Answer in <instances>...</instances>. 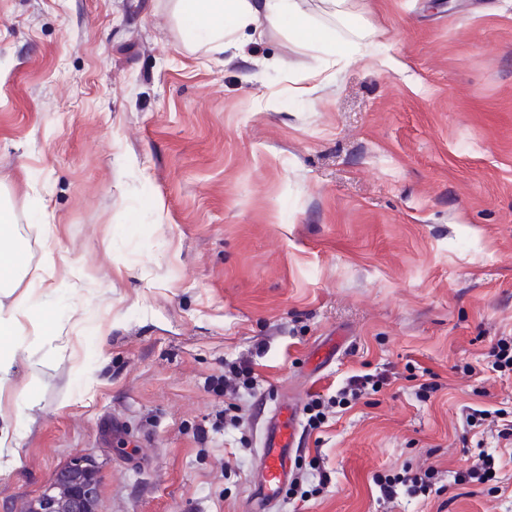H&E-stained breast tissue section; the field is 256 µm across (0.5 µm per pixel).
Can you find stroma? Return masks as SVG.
I'll list each match as a JSON object with an SVG mask.
<instances>
[{"mask_svg":"<svg viewBox=\"0 0 512 512\" xmlns=\"http://www.w3.org/2000/svg\"><path fill=\"white\" fill-rule=\"evenodd\" d=\"M298 4L332 49L259 16L213 54L174 0H0V203L44 326L0 383V512L81 455L98 512H248L262 419L364 374L276 512H512V443L463 419L512 414V0ZM359 28L385 52L335 55ZM482 449L495 479L455 483ZM342 336L345 335L338 333L336 334V338H332L330 341L321 344L312 351L309 360L315 369L321 368L322 365L336 357L344 343V337ZM383 381V378L377 377L376 379L369 376H352L349 378L346 386L341 390L342 397L338 404L348 405L352 403V401H358L362 394L364 393L365 388L372 382V387L380 384ZM383 383V382H382ZM349 396L350 398H347ZM434 474L425 472L423 476L421 474H405L404 476L395 477L394 479L385 477L377 479L376 484L379 486L381 496L384 499L391 500L396 494L397 485H402L407 488L408 492L411 493H426L430 491L432 487L431 479Z\"/></svg>","mask_w":512,"mask_h":512,"instance_id":"35a3bbf8","label":"stroma"}]
</instances>
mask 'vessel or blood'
<instances>
[{
	"label": "vessel or blood",
	"mask_w": 512,
	"mask_h": 512,
	"mask_svg": "<svg viewBox=\"0 0 512 512\" xmlns=\"http://www.w3.org/2000/svg\"><path fill=\"white\" fill-rule=\"evenodd\" d=\"M299 409L295 404L275 408L260 437V476L251 492V512H268L285 491L296 463Z\"/></svg>",
	"instance_id": "obj_1"
}]
</instances>
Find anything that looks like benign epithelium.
<instances>
[{"label": "benign epithelium", "mask_w": 512, "mask_h": 512, "mask_svg": "<svg viewBox=\"0 0 512 512\" xmlns=\"http://www.w3.org/2000/svg\"><path fill=\"white\" fill-rule=\"evenodd\" d=\"M98 490V468L94 460L79 456L54 472L29 508L32 512H95Z\"/></svg>", "instance_id": "obj_1"}]
</instances>
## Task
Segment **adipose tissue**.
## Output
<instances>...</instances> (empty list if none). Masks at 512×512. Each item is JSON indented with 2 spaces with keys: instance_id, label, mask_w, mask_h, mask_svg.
Listing matches in <instances>:
<instances>
[{
  "instance_id": "1",
  "label": "adipose tissue",
  "mask_w": 512,
  "mask_h": 512,
  "mask_svg": "<svg viewBox=\"0 0 512 512\" xmlns=\"http://www.w3.org/2000/svg\"><path fill=\"white\" fill-rule=\"evenodd\" d=\"M177 10L199 46L211 52L223 51L225 33L243 28L260 15L289 27L300 38L312 41L327 38L325 31L310 23L297 0H177ZM27 269L23 252L12 234V213L0 205V300L13 294L19 276ZM29 320L26 306L7 308L0 303V381L6 380L14 365V339L24 334Z\"/></svg>"
}]
</instances>
